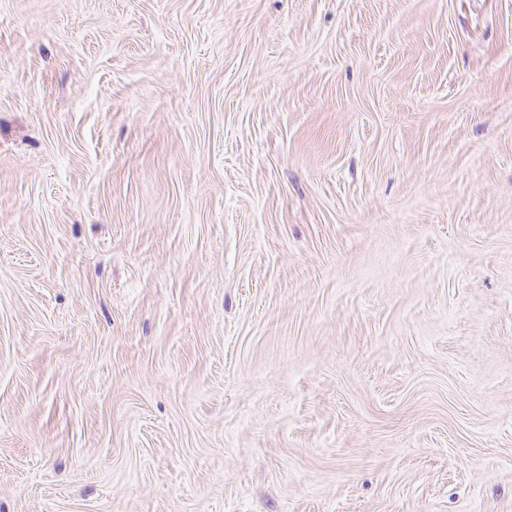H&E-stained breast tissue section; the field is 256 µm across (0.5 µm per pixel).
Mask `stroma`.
Wrapping results in <instances>:
<instances>
[{"mask_svg":"<svg viewBox=\"0 0 512 512\" xmlns=\"http://www.w3.org/2000/svg\"><path fill=\"white\" fill-rule=\"evenodd\" d=\"M0 512H512V0H0Z\"/></svg>","mask_w":512,"mask_h":512,"instance_id":"stroma-1","label":"stroma"}]
</instances>
